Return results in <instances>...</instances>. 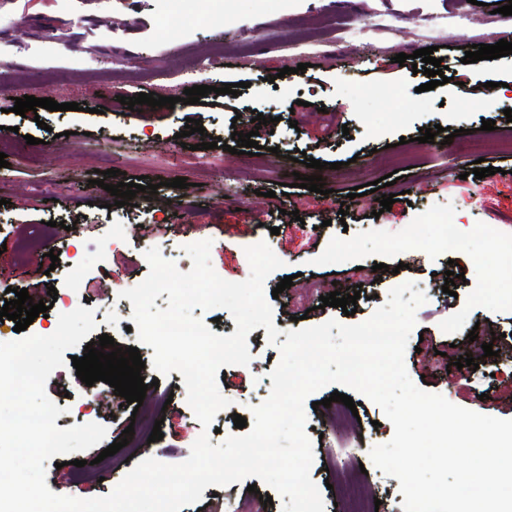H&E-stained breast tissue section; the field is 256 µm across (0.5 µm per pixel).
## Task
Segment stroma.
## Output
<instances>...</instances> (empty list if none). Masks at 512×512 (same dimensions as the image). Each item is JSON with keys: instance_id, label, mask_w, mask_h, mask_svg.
Returning <instances> with one entry per match:
<instances>
[{"instance_id": "obj_1", "label": "stroma", "mask_w": 512, "mask_h": 512, "mask_svg": "<svg viewBox=\"0 0 512 512\" xmlns=\"http://www.w3.org/2000/svg\"><path fill=\"white\" fill-rule=\"evenodd\" d=\"M512 0H0V126L8 127L0 151L9 162L0 168V307L27 289L33 300L49 304L47 317L29 325V333L47 335L66 307L48 296L49 288L67 292L64 261H72L82 282L109 295V302L83 301L94 311L97 334L112 336L116 347H138L148 388L139 408L125 404L109 384L85 386L73 365L49 376L46 392L62 410L55 424L67 429L97 422L107 429L105 444L120 441L132 418L162 423V440L116 453L119 467L96 464L101 451L82 452L85 464L56 467L46 461V484L60 495L81 499L109 494L129 471L130 460L155 458L168 464L186 460L201 433L187 403L181 373L160 378L151 364L154 350L139 344L131 331L132 303L123 290L148 274L145 242L160 244L164 258L189 271L186 244L211 240V263L231 282L248 278L244 249L266 242L282 261L266 290L280 279H294L272 300L273 322L282 331L314 326L329 319L356 324L386 302L391 288L413 282L427 297L416 311V326L405 352L409 377L423 390L485 415L512 419V301H484V294L506 280L505 270L483 262L494 241L512 239V156L486 155L494 175L472 177V159L455 144H417L421 130L481 127L483 120L505 125L512 109V55L464 63L473 44L512 42V21L498 9ZM436 47L447 67V84L421 91L425 77L411 65L395 64V54ZM305 72H297L298 64ZM288 76H280L284 67ZM277 83H270V76ZM471 90L458 95L456 77ZM243 83L241 95L216 94L225 83ZM502 82L503 97L489 104L485 83ZM211 86L206 104L180 103L185 88ZM176 97L174 107L138 112L120 102L137 93ZM85 103V110L49 111L22 117L13 111L23 96ZM274 117L273 127H255L253 113ZM201 120L204 133L165 152L187 119ZM258 130L259 156L227 152L233 130ZM222 139L204 150L203 135ZM36 137V144L25 141ZM413 142L411 164L398 167L390 193L399 195L391 210L373 217L375 194L352 197L353 187L389 174L382 164L387 145ZM326 162L321 172L328 195L295 187L296 174L310 175L294 162L296 151ZM122 171L123 182L148 176L157 193H137L133 205L115 207L114 196L94 185L96 171ZM186 178L187 188L169 187ZM490 225L492 236L475 232ZM118 237L126 260L113 266L105 241ZM60 253L52 267L50 250ZM419 261L403 268L409 252ZM390 270L376 275L374 263ZM463 269L455 295L443 293L449 263ZM358 293L357 311L320 307V288ZM484 329L469 341L476 322ZM498 351L492 379L465 367L458 357H480L482 346ZM252 360L226 367L225 397L231 404L216 414L211 444L234 433L233 415L250 417L253 406L270 394V373L280 360L278 346L264 327L247 336ZM99 392L103 404L88 400ZM361 429L356 437L326 429L321 412L306 408L305 431L313 445L312 481L322 487L324 512H333L336 496L325 489L328 467L347 465V449L356 455L388 442L393 426L382 409L354 394ZM230 496L234 512H252L260 497L273 499L265 512H282L283 500L272 488L258 492L246 483L206 487L199 503L181 512H208L216 496Z\"/></svg>"}]
</instances>
